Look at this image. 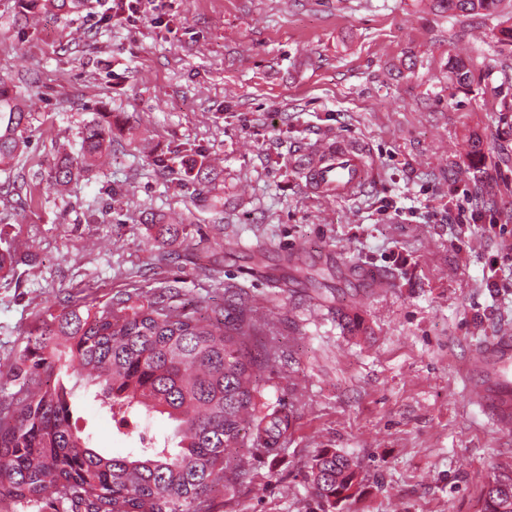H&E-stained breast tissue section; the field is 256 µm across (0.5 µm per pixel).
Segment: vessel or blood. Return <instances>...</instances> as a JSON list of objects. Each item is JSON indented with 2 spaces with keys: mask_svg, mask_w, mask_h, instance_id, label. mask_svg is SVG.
<instances>
[{
  "mask_svg": "<svg viewBox=\"0 0 512 512\" xmlns=\"http://www.w3.org/2000/svg\"><path fill=\"white\" fill-rule=\"evenodd\" d=\"M313 191L334 198L353 196L366 183L368 167L361 149L326 135L303 165ZM472 368L479 374L476 399L491 403L498 424L512 429V336L505 335L477 350Z\"/></svg>",
  "mask_w": 512,
  "mask_h": 512,
  "instance_id": "obj_1",
  "label": "vessel or blood"
}]
</instances>
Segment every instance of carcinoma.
<instances>
[{"label": "carcinoma", "instance_id": "1", "mask_svg": "<svg viewBox=\"0 0 512 512\" xmlns=\"http://www.w3.org/2000/svg\"><path fill=\"white\" fill-rule=\"evenodd\" d=\"M450 16L491 17L502 0H430ZM29 113L0 78V166L24 152ZM112 150V116L84 125L78 147L61 153L41 175L60 192ZM27 260L0 250V273ZM173 294L119 291L101 307L72 302L42 321L14 363L19 389L0 401V499L38 503L51 491L72 512H202V499L227 472L225 452L249 439L272 453L288 443L292 414L281 407L254 413L257 370L254 325L244 314L212 318L189 312ZM73 370L96 389L109 412L166 414L177 422L164 445L115 457L89 447L73 421V389L58 376ZM309 480L323 512L358 493L357 464L325 450L311 462ZM484 512H512V477L495 474Z\"/></svg>", "mask_w": 512, "mask_h": 512}]
</instances>
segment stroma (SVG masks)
<instances>
[{"label":"stroma","mask_w":512,"mask_h":512,"mask_svg":"<svg viewBox=\"0 0 512 512\" xmlns=\"http://www.w3.org/2000/svg\"><path fill=\"white\" fill-rule=\"evenodd\" d=\"M112 6L35 16L0 0V75L31 114L19 163L0 174L25 181L23 197L0 196V247L30 260L0 279V398L65 300L171 286L181 306L251 308L253 354L284 353L255 408L293 414L278 452L238 445L240 478L204 512H321L308 471L324 450L359 464L361 492L336 512H483L487 476L512 475V430L473 398L471 369L512 330V53L497 19L424 0H137L129 26L109 22ZM98 112L112 115L111 154L49 192L38 173ZM327 132L367 155L352 197L306 182ZM198 156L210 181L178 190ZM155 219L185 224L186 241L158 247ZM371 273L388 288H367ZM74 402L91 448L115 456L175 428L160 414L120 428L92 394Z\"/></svg>","instance_id":"stroma-1"}]
</instances>
